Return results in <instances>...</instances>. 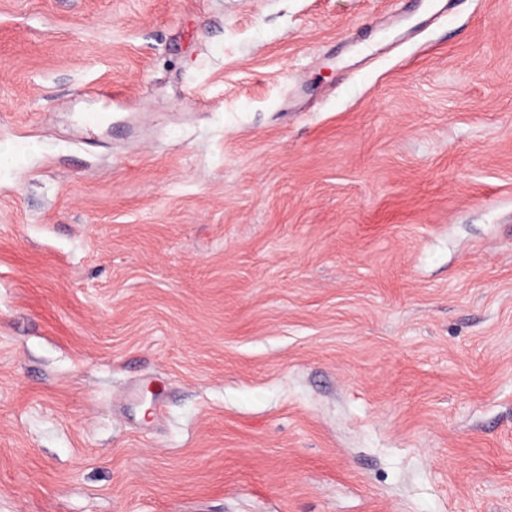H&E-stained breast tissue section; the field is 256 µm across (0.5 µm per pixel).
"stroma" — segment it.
<instances>
[{
    "mask_svg": "<svg viewBox=\"0 0 512 512\" xmlns=\"http://www.w3.org/2000/svg\"><path fill=\"white\" fill-rule=\"evenodd\" d=\"M0 145V512H512V0H0Z\"/></svg>",
    "mask_w": 512,
    "mask_h": 512,
    "instance_id": "obj_1",
    "label": "stroma"
}]
</instances>
